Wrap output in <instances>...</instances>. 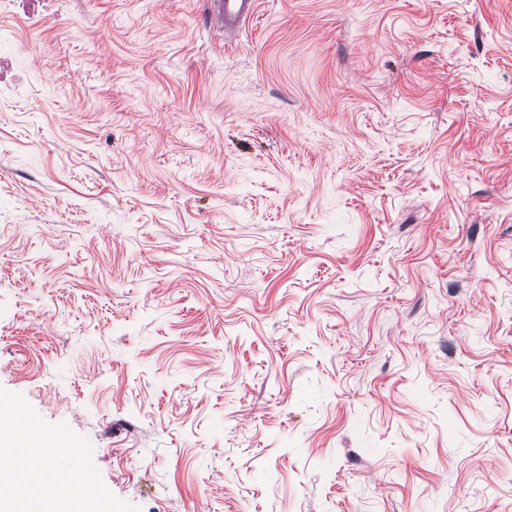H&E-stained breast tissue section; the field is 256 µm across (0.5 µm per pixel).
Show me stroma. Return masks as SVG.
Instances as JSON below:
<instances>
[{"label": "stroma", "mask_w": 512, "mask_h": 512, "mask_svg": "<svg viewBox=\"0 0 512 512\" xmlns=\"http://www.w3.org/2000/svg\"><path fill=\"white\" fill-rule=\"evenodd\" d=\"M0 0V387L141 512H512V0ZM257 0H209L207 4L209 22L215 21L220 31L242 27L253 19L257 11Z\"/></svg>", "instance_id": "1"}]
</instances>
